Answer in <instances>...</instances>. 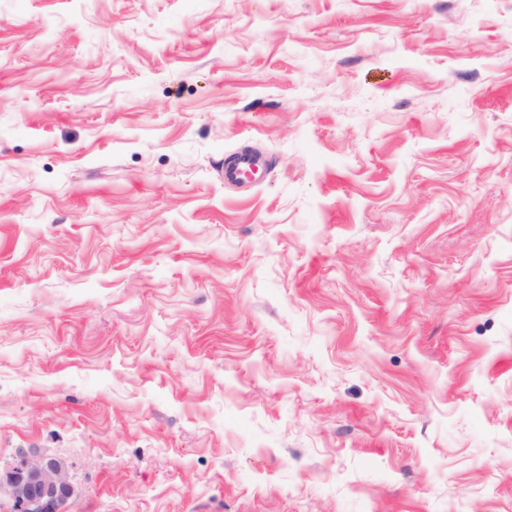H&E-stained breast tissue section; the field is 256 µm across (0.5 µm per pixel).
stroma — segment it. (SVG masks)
I'll list each match as a JSON object with an SVG mask.
<instances>
[{
    "instance_id": "obj_1",
    "label": "stroma",
    "mask_w": 512,
    "mask_h": 512,
    "mask_svg": "<svg viewBox=\"0 0 512 512\" xmlns=\"http://www.w3.org/2000/svg\"><path fill=\"white\" fill-rule=\"evenodd\" d=\"M20 448L70 512H512V0H0ZM263 166V161L252 155H239L233 161L224 164V181L237 183L249 172L256 173Z\"/></svg>"
}]
</instances>
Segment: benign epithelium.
<instances>
[{
    "label": "benign epithelium",
    "mask_w": 512,
    "mask_h": 512,
    "mask_svg": "<svg viewBox=\"0 0 512 512\" xmlns=\"http://www.w3.org/2000/svg\"><path fill=\"white\" fill-rule=\"evenodd\" d=\"M21 461L0 471V497H7V512H70L75 495L67 463L51 455L29 456L19 450Z\"/></svg>",
    "instance_id": "obj_1"
}]
</instances>
